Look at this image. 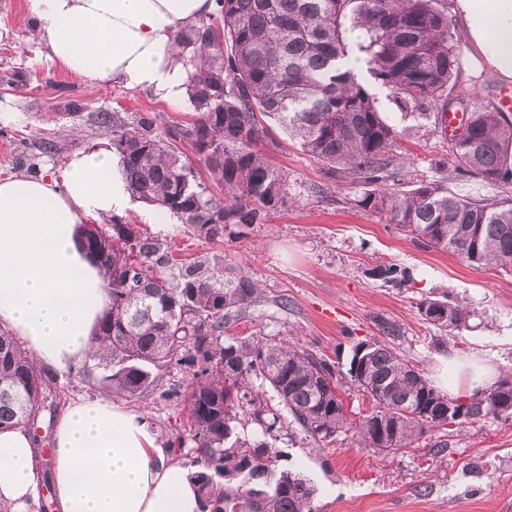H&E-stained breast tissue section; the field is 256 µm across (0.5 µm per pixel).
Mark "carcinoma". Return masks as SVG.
Instances as JSON below:
<instances>
[{
  "label": "carcinoma",
  "instance_id": "1",
  "mask_svg": "<svg viewBox=\"0 0 512 512\" xmlns=\"http://www.w3.org/2000/svg\"><path fill=\"white\" fill-rule=\"evenodd\" d=\"M359 34L361 70L419 129L448 128L463 64L448 0H215L213 12L174 36L176 63L195 118L157 131L149 115L97 113L112 136L133 199L208 240L230 224H262L290 201L288 173L260 148L277 123L307 154L369 186L354 206L381 213L416 241L470 263L512 268V196L474 199L448 177L409 189L395 163L401 132L359 73L346 67ZM436 169L493 186L512 185V120L474 104ZM190 142L224 193L214 194L178 143ZM84 247L104 270L111 304L82 375L108 393L143 400L167 373L186 368L187 426L168 442L191 470L202 512H315L316 489L279 466L295 433L327 446L348 433L389 455L428 431L512 418V374L470 395L439 391L424 370L385 341L351 347L345 379L369 400L349 419L335 365L278 337L230 327L264 302L263 288L224 252L174 258L167 239L118 216L85 225ZM422 320L466 326L459 304L424 299ZM57 409L51 379L11 333L0 330V427H33ZM254 426L249 439L239 428Z\"/></svg>",
  "mask_w": 512,
  "mask_h": 512
}]
</instances>
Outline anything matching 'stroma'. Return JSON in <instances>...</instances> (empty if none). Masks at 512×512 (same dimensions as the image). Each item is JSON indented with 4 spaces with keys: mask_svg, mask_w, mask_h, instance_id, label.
I'll return each instance as SVG.
<instances>
[{
    "mask_svg": "<svg viewBox=\"0 0 512 512\" xmlns=\"http://www.w3.org/2000/svg\"><path fill=\"white\" fill-rule=\"evenodd\" d=\"M84 103L80 115L68 109ZM0 179L23 172L22 157L40 170H58L76 152L111 147L94 121L96 113L130 117L152 113L167 124L188 123V100L170 103L148 89H129L73 75L51 59L35 34L30 0H0ZM57 140L58 153L38 144ZM448 137L406 132L396 154L406 181L431 179L435 160L447 157ZM263 150L288 174L292 206L254 224L245 235L228 227L222 240L197 236L176 218L149 224L151 207L134 202L124 215L133 224L171 241L180 258L220 251L230 264L245 265L266 291L250 321L234 333H279L320 358L346 362L350 347L380 338L379 320L400 325L394 347L426 369L433 384L453 392L464 381L463 364L483 349L497 376L512 372V270L470 264L448 252L414 241L384 215L354 207L360 186L331 173L305 153L276 124H269ZM398 264L407 282L389 286L373 274L378 261ZM287 299V309L276 300ZM446 298L467 306L465 328L446 332L423 321V299ZM143 414L159 442L174 439L186 420L185 401L156 396L126 401ZM446 448L434 434L422 436L408 452L386 455L339 439L326 448L288 447L283 464L301 470L317 488V512H512V420H491L449 430Z\"/></svg>",
    "mask_w": 512,
    "mask_h": 512,
    "instance_id": "35a3bbf8",
    "label": "stroma"
}]
</instances>
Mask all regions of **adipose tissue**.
<instances>
[{
  "label": "adipose tissue",
  "instance_id": "obj_1",
  "mask_svg": "<svg viewBox=\"0 0 512 512\" xmlns=\"http://www.w3.org/2000/svg\"><path fill=\"white\" fill-rule=\"evenodd\" d=\"M214 0H31L34 28L52 59L91 81L179 100L185 75L173 34ZM465 43L512 82V0H454ZM132 198L109 149L72 155L60 172L0 180V328L47 371L82 363L111 303L101 267L83 250L91 218L124 214ZM50 483L57 512H200L188 469L138 412L99 397L60 415ZM41 477L26 426L0 429V505L38 512Z\"/></svg>",
  "mask_w": 512,
  "mask_h": 512
}]
</instances>
